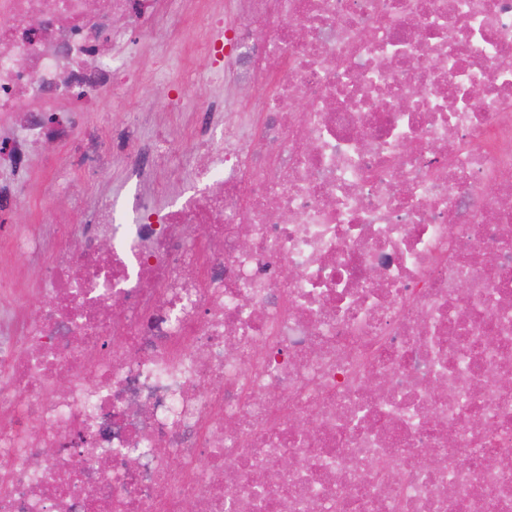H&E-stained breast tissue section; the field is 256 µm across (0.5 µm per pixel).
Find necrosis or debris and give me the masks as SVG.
<instances>
[{
    "instance_id": "necrosis-or-debris-1",
    "label": "necrosis or debris",
    "mask_w": 512,
    "mask_h": 512,
    "mask_svg": "<svg viewBox=\"0 0 512 512\" xmlns=\"http://www.w3.org/2000/svg\"><path fill=\"white\" fill-rule=\"evenodd\" d=\"M56 143L80 221L0 257V512H512V0H0V214ZM140 105L141 101L136 95L130 96L126 102L113 103L111 99H102L95 112L109 118L108 124L102 128V131L107 133L111 126H122L129 116L140 108Z\"/></svg>"
}]
</instances>
